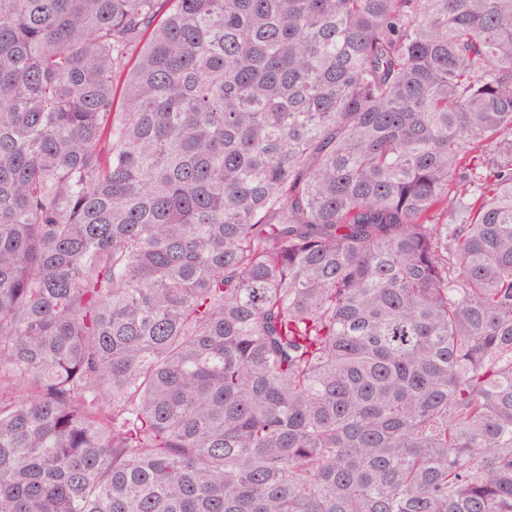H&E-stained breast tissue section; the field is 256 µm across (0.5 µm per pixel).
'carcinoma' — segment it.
<instances>
[{
    "label": "carcinoma",
    "instance_id": "obj_1",
    "mask_svg": "<svg viewBox=\"0 0 512 512\" xmlns=\"http://www.w3.org/2000/svg\"><path fill=\"white\" fill-rule=\"evenodd\" d=\"M0 512H512V0H0Z\"/></svg>",
    "mask_w": 512,
    "mask_h": 512
}]
</instances>
